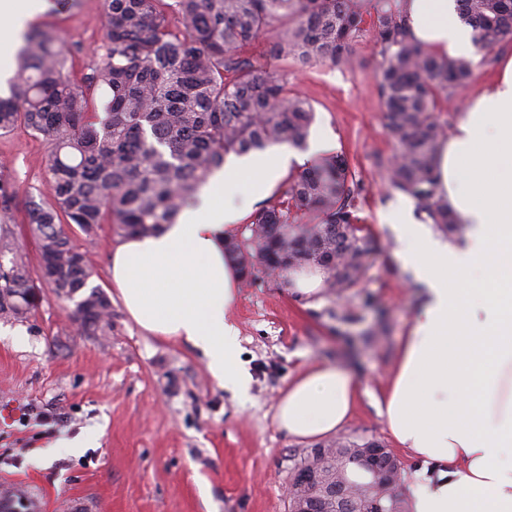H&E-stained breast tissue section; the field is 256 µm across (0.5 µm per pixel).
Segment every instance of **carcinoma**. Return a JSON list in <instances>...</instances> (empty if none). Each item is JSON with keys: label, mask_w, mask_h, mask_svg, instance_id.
I'll list each match as a JSON object with an SVG mask.
<instances>
[{"label": "carcinoma", "mask_w": 512, "mask_h": 512, "mask_svg": "<svg viewBox=\"0 0 512 512\" xmlns=\"http://www.w3.org/2000/svg\"><path fill=\"white\" fill-rule=\"evenodd\" d=\"M476 47L492 51L512 29V0H456ZM102 53L77 78L71 50L50 30L34 29L17 53L12 92L0 97V132L22 126L51 146L49 198L29 200V229L40 250L39 279L74 307L86 336L112 331V303L89 286L93 266L64 225L89 234L100 224L116 233L149 235L196 202L199 188L229 154L287 142L303 148L314 120L308 99L291 94L276 71L243 49L271 35L269 55L297 66L346 64L353 42L370 24L376 33L378 81L386 127L395 140L390 187L415 198L446 232L459 226L436 198V155L444 129L437 98L462 90L473 75L466 58L441 60L408 34L404 0H104ZM175 18L170 26L169 18ZM101 91L100 103L90 90ZM358 183L347 158H321L303 171L275 205L252 217L246 245L254 262L233 255L244 277L310 256H336L329 287L361 279L375 240L355 216ZM17 191L0 171V222L10 223ZM316 224L296 223L297 213ZM0 316L22 319L34 304L25 257L0 235Z\"/></svg>", "instance_id": "obj_1"}]
</instances>
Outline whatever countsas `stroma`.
Here are the masks:
<instances>
[{"label":"stroma","instance_id":"stroma-1","mask_svg":"<svg viewBox=\"0 0 512 512\" xmlns=\"http://www.w3.org/2000/svg\"><path fill=\"white\" fill-rule=\"evenodd\" d=\"M31 23L66 37L80 75L102 43L103 0H76L70 11L40 13ZM509 54L512 37L491 51V63L475 66L463 90L438 98L444 126L492 79L494 60ZM377 61L370 30L354 43L349 63L277 65L289 90L312 103L313 130L335 134L337 152L362 186L356 215L378 251L359 283L341 293L324 288L314 300L260 268L253 282H241L231 316L252 376L241 400L216 384L198 350L150 335L127 315L112 291L110 257L120 237L111 225L90 234L69 228L93 263V284L112 303V333L103 340L81 335L71 304L40 281L26 319L0 318V486L29 488L41 512H288L291 473L312 445L278 430L276 402L288 381L327 362L351 370L360 385L336 440L392 445L377 403L419 290L396 259L397 239L379 220L396 195L388 180L396 145L385 126ZM49 154L48 142L24 127L0 135V166L21 205L10 238L34 270L40 254L22 205L45 195ZM41 412L56 416L53 435L37 422ZM74 438L89 448L77 455L60 448Z\"/></svg>","mask_w":512,"mask_h":512}]
</instances>
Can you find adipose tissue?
Listing matches in <instances>:
<instances>
[{
  "label": "adipose tissue",
  "instance_id": "adipose-tissue-1",
  "mask_svg": "<svg viewBox=\"0 0 512 512\" xmlns=\"http://www.w3.org/2000/svg\"><path fill=\"white\" fill-rule=\"evenodd\" d=\"M40 0H0V46L14 49ZM456 0H405L416 43L440 58H474L473 31ZM333 139L310 137L232 155L201 188L197 206L112 253V286L129 316L156 336L199 350L220 386L246 393L250 375L229 311L242 279L224 245L279 182ZM437 195L461 232L446 238L402 194L381 213L397 231V258L420 287L380 412L395 443L425 463L408 485L409 512H512V57L471 98L442 140ZM359 382L316 364L288 382L274 420L301 441L336 434L351 417Z\"/></svg>",
  "mask_w": 512,
  "mask_h": 512
}]
</instances>
